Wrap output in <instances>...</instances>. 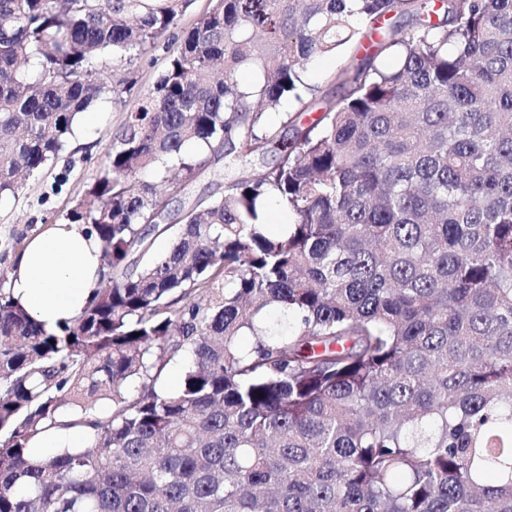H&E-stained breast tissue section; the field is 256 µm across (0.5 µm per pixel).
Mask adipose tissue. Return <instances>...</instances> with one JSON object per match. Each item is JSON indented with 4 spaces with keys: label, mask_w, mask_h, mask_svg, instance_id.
<instances>
[{
    "label": "adipose tissue",
    "mask_w": 512,
    "mask_h": 512,
    "mask_svg": "<svg viewBox=\"0 0 512 512\" xmlns=\"http://www.w3.org/2000/svg\"><path fill=\"white\" fill-rule=\"evenodd\" d=\"M100 245L81 224L60 222L31 237L16 259L7 286L46 330L82 310L99 280Z\"/></svg>",
    "instance_id": "1"
}]
</instances>
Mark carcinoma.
Masks as SVG:
<instances>
[{
	"instance_id": "cac0c4a2",
	"label": "carcinoma",
	"mask_w": 512,
	"mask_h": 512,
	"mask_svg": "<svg viewBox=\"0 0 512 512\" xmlns=\"http://www.w3.org/2000/svg\"><path fill=\"white\" fill-rule=\"evenodd\" d=\"M211 2L143 91L114 68L191 0H0V200L131 101L65 215L82 311L48 332L0 276V512H512V0ZM349 48L341 95L304 82ZM214 167V168H213ZM221 173V175H219ZM223 162L218 165H212L203 170L200 175L186 186H176L168 191L169 210L177 212L178 210L188 208L199 197L216 194H222L224 191ZM85 428H71L61 430L44 436L40 441L33 444V448L39 454H50L59 448H80L83 447L87 436Z\"/></svg>"
}]
</instances>
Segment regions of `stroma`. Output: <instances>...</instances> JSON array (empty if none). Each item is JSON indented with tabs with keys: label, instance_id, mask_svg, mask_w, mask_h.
Returning <instances> with one entry per match:
<instances>
[{
	"label": "stroma",
	"instance_id": "1",
	"mask_svg": "<svg viewBox=\"0 0 512 512\" xmlns=\"http://www.w3.org/2000/svg\"><path fill=\"white\" fill-rule=\"evenodd\" d=\"M126 107L115 103L88 124L77 123L67 150L42 175L27 181L18 198L0 202V273L9 272L21 244L45 225L60 222L80 200L98 160L108 151L121 128ZM222 166L203 170L191 183L171 188V211L188 208L198 198L223 193Z\"/></svg>",
	"mask_w": 512,
	"mask_h": 512
}]
</instances>
